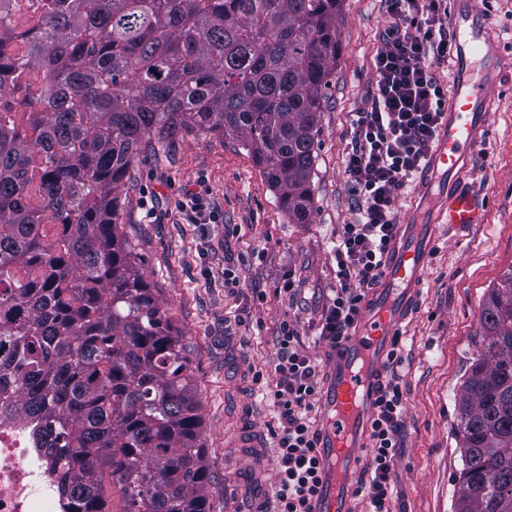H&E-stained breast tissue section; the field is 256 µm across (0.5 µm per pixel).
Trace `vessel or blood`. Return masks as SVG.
<instances>
[{
	"mask_svg": "<svg viewBox=\"0 0 512 512\" xmlns=\"http://www.w3.org/2000/svg\"><path fill=\"white\" fill-rule=\"evenodd\" d=\"M448 30L455 53L448 101L416 193L436 224H479L483 212L466 181L488 128L504 68L500 38L476 0H451ZM430 241L421 227L400 233L380 293L355 330L328 350L318 452L324 473L312 512H353L356 476L368 451L377 386L408 310L417 298Z\"/></svg>",
	"mask_w": 512,
	"mask_h": 512,
	"instance_id": "vessel-or-blood-1",
	"label": "vessel or blood"
}]
</instances>
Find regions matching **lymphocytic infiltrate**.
<instances>
[{"label":"lymphocytic infiltrate","mask_w":512,"mask_h":512,"mask_svg":"<svg viewBox=\"0 0 512 512\" xmlns=\"http://www.w3.org/2000/svg\"><path fill=\"white\" fill-rule=\"evenodd\" d=\"M390 21L375 58V79L353 121L345 159L356 218L343 225L333 249L336 295L319 322L320 335L337 343L355 328L368 290L382 281L398 234L395 202L422 171L448 99V87L431 69L453 53L448 0H387ZM298 330L282 324L270 398L278 412L277 512H311L323 472L317 432L309 418L320 392L318 371L297 349ZM405 409L398 377L381 382L370 424L372 455L364 481L368 512H391L392 474Z\"/></svg>","instance_id":"f902f5d3"}]
</instances>
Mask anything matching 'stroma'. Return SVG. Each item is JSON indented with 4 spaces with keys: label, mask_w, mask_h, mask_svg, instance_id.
Masks as SVG:
<instances>
[{
    "label": "stroma",
    "mask_w": 512,
    "mask_h": 512,
    "mask_svg": "<svg viewBox=\"0 0 512 512\" xmlns=\"http://www.w3.org/2000/svg\"><path fill=\"white\" fill-rule=\"evenodd\" d=\"M385 0H343L341 48L318 124L307 223L292 224L276 193L232 137L198 134L151 142L122 195L121 221L150 287L155 288L188 358L201 406V443L211 480L210 512H273L277 413L274 387L281 323L300 333L302 351L325 368L328 341L318 323L336 289L331 254L355 217L345 156L355 112L375 78ZM483 223L436 225L417 300L401 328L396 372L405 398L392 512H452L461 462L454 425L485 295L512 269V78L468 178ZM199 194L212 223L183 209ZM240 284L224 285L225 268ZM295 281L287 298L278 289ZM255 430L263 452L245 458L239 443Z\"/></svg>",
    "instance_id": "stroma-1"
}]
</instances>
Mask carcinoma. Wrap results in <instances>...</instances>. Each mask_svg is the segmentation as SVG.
<instances>
[{
  "mask_svg": "<svg viewBox=\"0 0 512 512\" xmlns=\"http://www.w3.org/2000/svg\"><path fill=\"white\" fill-rule=\"evenodd\" d=\"M0 0V412L71 512H207L187 357L120 224L147 142L232 136L307 222L342 0ZM453 512H512V270L485 297Z\"/></svg>",
  "mask_w": 512,
  "mask_h": 512,
  "instance_id": "carcinoma-1",
  "label": "carcinoma"
}]
</instances>
